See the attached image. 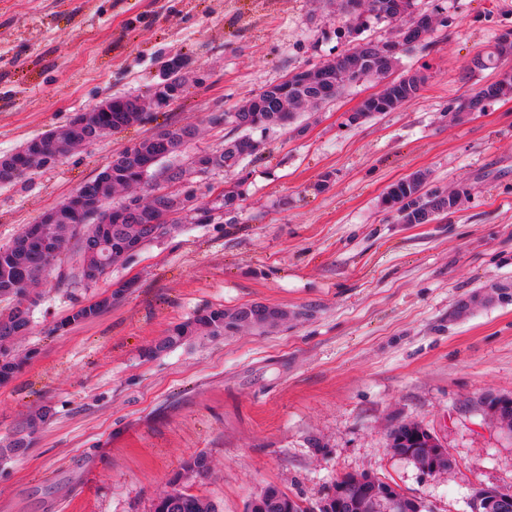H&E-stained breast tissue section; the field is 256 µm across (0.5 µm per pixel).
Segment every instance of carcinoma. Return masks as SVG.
Returning <instances> with one entry per match:
<instances>
[{
  "label": "carcinoma",
  "mask_w": 512,
  "mask_h": 512,
  "mask_svg": "<svg viewBox=\"0 0 512 512\" xmlns=\"http://www.w3.org/2000/svg\"><path fill=\"white\" fill-rule=\"evenodd\" d=\"M392 0H367V13L374 19H385L399 25L404 19L395 17L391 7ZM387 43L362 41L351 50L310 67L301 75L288 74V78L276 84H270L255 94L249 101L236 110L247 117V125H235L239 135L224 141V147L211 153L198 154L185 164H171L166 169L169 182L183 179L193 182L191 174L200 164H210L214 169H235L249 157H255L260 151L259 141L252 133L294 125L297 114L328 104L349 85L362 80L374 79L380 70L392 71L399 61V53H389ZM512 58V30L501 33L493 47L473 58L472 69H496L502 62ZM183 76L177 69L170 72L163 88L154 85L142 94L145 99L161 93L171 99H180L179 88ZM425 83V76L418 72L407 71L386 86L382 91L364 98L355 112L349 116V122L359 124L377 115L393 112L405 103L416 98ZM512 98V79L505 83L497 80L486 83L474 93L457 99L449 107L453 119H458L465 103L471 99L482 105ZM129 96L112 97V111L98 112L88 118V134L100 139L104 131L119 124L129 128L142 123L146 116H138L126 121L129 113L124 107ZM198 128L191 125L169 124L140 140L145 147L157 142V149L151 158L164 156V159L177 158L185 153L189 144L197 137ZM133 151L125 148L105 166V171L84 184L78 191V201L86 206L104 196L112 199L113 191L127 192L126 201L130 206L116 207L109 230L102 231L93 224H76V216L69 217L68 223L56 224L47 229L41 222L26 224L5 245L0 246V302H8V307L0 310V383H6L21 371L28 356L15 350L18 339L30 329L31 317L17 314L18 296L31 290L39 283L44 274V258L51 253L57 262L76 240L75 268L72 277H83L82 268L86 261V251L92 246L107 244L106 262L101 264L99 274H104L113 265L132 257L129 248L142 249L146 244L156 241L154 225L145 215L163 205L164 198L154 194L144 198L135 189L149 184L157 175V163L150 165L133 163ZM54 159L49 156V147L33 138L20 150L0 158V183H11L28 172L52 167ZM471 194L470 188L460 186L452 191L428 185V177L422 172H413L396 184L384 195L382 204L394 213L403 224H430L440 218L455 213L463 201ZM110 304H105L91 313L79 310L69 314L59 324L64 329L72 324L99 316ZM245 306L235 309L213 308L203 311L194 318L175 326L168 335L155 345L150 346L146 354L155 356L172 348L192 336H222L242 328L270 327L282 320L277 316L270 321L246 323L241 317ZM425 427L416 422H401L393 426L388 434L389 445L394 453L402 448L423 445L421 436ZM208 470V460L199 454L188 460L181 471L169 482L170 489L157 497L153 512H219L212 501L190 492L192 482ZM328 495L317 502L308 504L304 500L292 497L276 486H268L248 505V512H330L326 507Z\"/></svg>",
  "instance_id": "1"
}]
</instances>
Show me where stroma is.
Here are the masks:
<instances>
[{
    "label": "stroma",
    "mask_w": 512,
    "mask_h": 512,
    "mask_svg": "<svg viewBox=\"0 0 512 512\" xmlns=\"http://www.w3.org/2000/svg\"><path fill=\"white\" fill-rule=\"evenodd\" d=\"M417 6L449 20L400 55L426 78L417 98L352 125L381 89L353 83L299 116L304 135L267 131L258 157L196 177L202 204L237 188L230 215L178 225L94 287L66 263L41 281L19 343L32 356L0 386V444L30 412L52 417L26 454L0 458V512H153L200 453L210 470L191 491L220 512H247L270 485L315 502L362 473L433 512H467L479 484L512 489V434L479 407L512 394V301L489 294L512 282V99L440 118L494 77L467 65L512 29V0ZM347 24L337 0H0V157L106 98L144 93L170 56L203 75L168 111L0 185V245L165 124L198 127L188 154L218 150L236 131L215 116L355 45ZM418 170L471 195L439 222L399 223L381 199ZM106 294L100 316L55 331ZM462 301L472 310L455 316ZM251 303L288 318L147 357L198 311ZM409 421L448 448L452 473L422 476L393 453L387 433Z\"/></svg>",
    "instance_id": "stroma-1"
}]
</instances>
